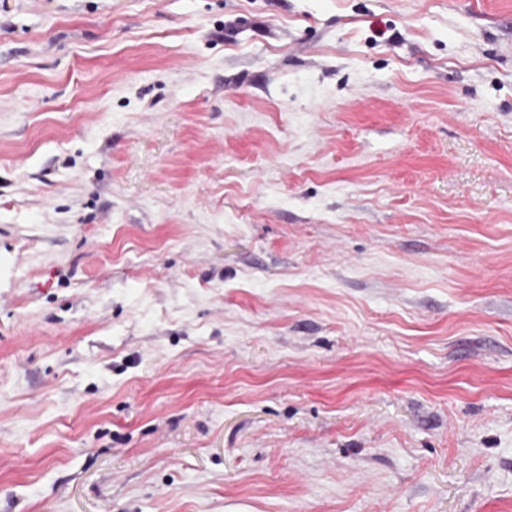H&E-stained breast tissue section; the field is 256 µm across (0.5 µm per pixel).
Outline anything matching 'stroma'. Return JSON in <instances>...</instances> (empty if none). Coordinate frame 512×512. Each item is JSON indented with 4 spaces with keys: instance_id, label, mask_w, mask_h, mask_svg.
Instances as JSON below:
<instances>
[{
    "instance_id": "35a3bbf8",
    "label": "stroma",
    "mask_w": 512,
    "mask_h": 512,
    "mask_svg": "<svg viewBox=\"0 0 512 512\" xmlns=\"http://www.w3.org/2000/svg\"><path fill=\"white\" fill-rule=\"evenodd\" d=\"M0 512H512V0H0Z\"/></svg>"
}]
</instances>
